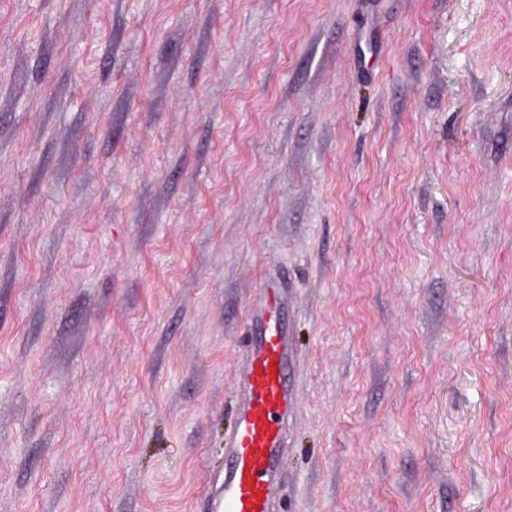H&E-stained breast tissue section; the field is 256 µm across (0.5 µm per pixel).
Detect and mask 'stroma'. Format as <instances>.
I'll use <instances>...</instances> for the list:
<instances>
[{"mask_svg": "<svg viewBox=\"0 0 512 512\" xmlns=\"http://www.w3.org/2000/svg\"><path fill=\"white\" fill-rule=\"evenodd\" d=\"M276 276L287 512H512V0H0V512H208Z\"/></svg>", "mask_w": 512, "mask_h": 512, "instance_id": "stroma-1", "label": "stroma"}]
</instances>
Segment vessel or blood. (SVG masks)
I'll use <instances>...</instances> for the list:
<instances>
[{"mask_svg":"<svg viewBox=\"0 0 512 512\" xmlns=\"http://www.w3.org/2000/svg\"><path fill=\"white\" fill-rule=\"evenodd\" d=\"M285 288L256 292L236 371L233 429L224 438V490L215 512H283L286 433L294 410L296 351Z\"/></svg>","mask_w":512,"mask_h":512,"instance_id":"vessel-or-blood-1","label":"vessel or blood"}]
</instances>
